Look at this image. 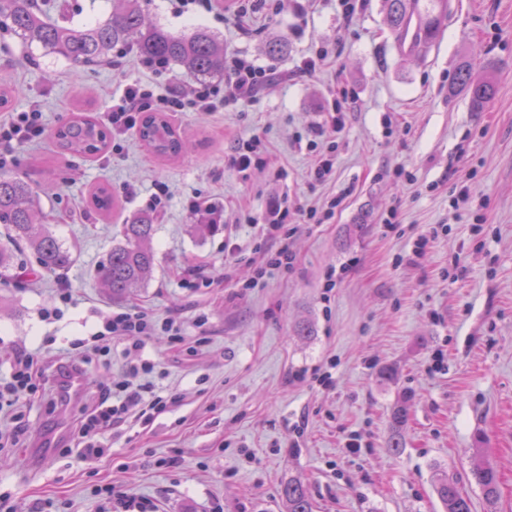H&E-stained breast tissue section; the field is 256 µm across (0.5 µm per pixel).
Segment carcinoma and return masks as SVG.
Wrapping results in <instances>:
<instances>
[{"mask_svg": "<svg viewBox=\"0 0 512 512\" xmlns=\"http://www.w3.org/2000/svg\"><path fill=\"white\" fill-rule=\"evenodd\" d=\"M147 0H123L102 21L79 25L69 20L46 16L39 0H0V30L13 34L20 42L67 60L81 68L108 59L117 46L131 47L137 56L181 65L195 80L224 74V42L203 27L173 33L159 24L146 22L143 3ZM390 32L401 51L423 57L436 41L448 0H384ZM457 83L466 89L475 108L481 109L493 97L494 83L489 77L477 78L470 65L458 69ZM139 140L163 158L180 155L185 145L167 116L145 112L137 130ZM57 147L71 156L95 159L107 147V131L93 117L76 114L53 133ZM36 199L31 184L17 176L0 174V224L10 240L23 241L34 252L39 267L49 273L64 270L74 262L71 249L43 227L36 229ZM155 225L140 216L122 225V240L112 246L100 269L109 294L114 299L128 297L143 285L152 272L154 254L146 246ZM407 420L406 409L398 407L392 415L393 434L389 450L398 454L402 442L398 430ZM472 480L485 499L493 504L498 498V476L490 465L474 468ZM437 496L444 512H472L470 498L459 481L445 472L434 476ZM281 496L288 512H312V501L303 484L284 483Z\"/></svg>", "mask_w": 512, "mask_h": 512, "instance_id": "obj_1", "label": "carcinoma"}]
</instances>
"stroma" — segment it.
Instances as JSON below:
<instances>
[{
	"mask_svg": "<svg viewBox=\"0 0 512 512\" xmlns=\"http://www.w3.org/2000/svg\"><path fill=\"white\" fill-rule=\"evenodd\" d=\"M301 2V16L261 6L245 33L232 0L179 18L166 0H149L151 22L173 32L206 27L226 53L285 76L242 112L170 113L187 143L171 160L153 156L134 134L119 156L86 161L61 153L51 136L56 126L79 110L102 116L143 71L133 63L116 71L104 61L77 71L0 34L10 109L40 102L46 128L15 148L9 172L31 179L39 222L76 257L63 273H41L19 246L15 258L28 277L0 282V361L9 346H22L45 370L40 394L0 409V435L13 431L18 411L27 428L19 447L0 453V498L8 497L12 512H97L93 491L103 485L151 499L159 512L218 505L286 512L280 488L291 478L306 486L314 512H443L433 485L438 469L462 481L474 512H512V0H449L440 36L421 59L402 54L383 0H364L349 19L338 0ZM272 38L287 42L286 53H266ZM322 44L332 52L329 64L314 78H292ZM467 62L496 83L479 112L455 80ZM340 84L352 100L336 136V169L314 185L316 153L304 139L324 120L328 90ZM255 134L284 169L282 180L225 161L233 140ZM459 178L473 197L455 209L450 195ZM158 181L169 194L149 242L155 268L121 305L182 319L184 342L160 331L145 350L156 363L146 380L170 402L149 421L115 425L108 455L83 457L71 423L131 358L117 346L107 362L70 344L111 306L97 270L128 218L145 214ZM103 184L115 201L105 214L91 204ZM127 184L137 197L124 194ZM273 191L305 208L341 200L327 223L288 224L290 269L265 266L278 244L261 227L195 232L192 197L219 198L258 218ZM392 210L398 227L391 232L384 220ZM435 227L439 236L416 250L418 236ZM228 236L249 261L225 250ZM189 268L203 277L187 285ZM63 281L73 302L59 320L43 321ZM303 325L308 335H300ZM64 360L87 373L86 392L65 414L53 406ZM388 366L395 380L382 377ZM323 369L330 385L318 380ZM401 404L409 420L394 454L387 444ZM62 422L61 450L43 455L40 441ZM353 434L362 438L355 453L345 446ZM484 460L499 476L492 505L467 480Z\"/></svg>",
	"mask_w": 512,
	"mask_h": 512,
	"instance_id": "35a3bbf8",
	"label": "stroma"
}]
</instances>
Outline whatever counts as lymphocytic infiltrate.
I'll use <instances>...</instances> for the list:
<instances>
[{
    "label": "lymphocytic infiltrate",
    "instance_id": "1",
    "mask_svg": "<svg viewBox=\"0 0 512 512\" xmlns=\"http://www.w3.org/2000/svg\"><path fill=\"white\" fill-rule=\"evenodd\" d=\"M228 76L223 84L194 82L175 86L167 93L156 92L148 83L135 82L126 86L122 97L104 113L105 121L112 131V151L121 153L122 143L136 126L140 113L157 112H221L245 110L254 104L262 92L278 81L275 70L256 65L239 54L229 57L226 63ZM327 117L317 126L310 140V147L328 143L327 151L318 154L310 171L314 183L326 182L336 168V150L333 143L338 133L346 126L349 94L340 87L331 88L326 97ZM45 133L43 112L39 103H32L28 111L12 113L8 120L0 121V169L8 168L12 162L11 152L17 145L41 138ZM316 209L290 206L287 196L281 195L269 201L262 214L264 233L279 240L280 247L271 265L291 267L294 256L288 246L286 226L293 219L310 222L315 219ZM99 328L91 336L79 339L81 347L96 355L107 357L112 353L113 343L124 344L127 351L139 354L140 361L132 365L128 377L113 381L111 388L101 393L99 404L78 422L84 442V453L103 455L106 446L104 435L116 423L124 421L130 408H139L142 416L161 413L168 405L166 397L146 394L143 385L134 381L135 376L153 372L151 360L144 358L146 342L156 331L162 330L176 341H183V323L175 316L156 320L148 312L138 308L121 311L102 310L98 313ZM43 372L34 355L23 348L12 351L9 370L0 374V400L24 392L36 391Z\"/></svg>",
    "mask_w": 512,
    "mask_h": 512
}]
</instances>
